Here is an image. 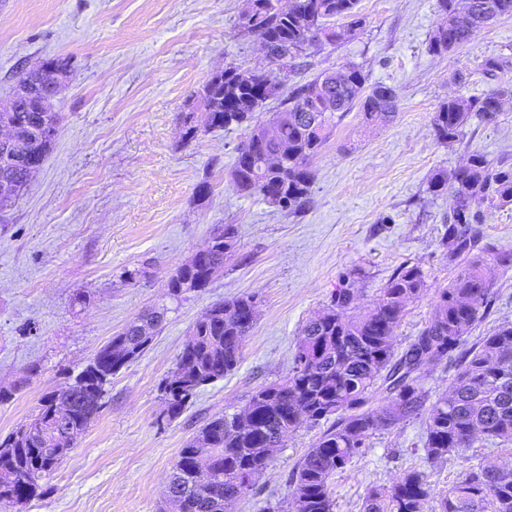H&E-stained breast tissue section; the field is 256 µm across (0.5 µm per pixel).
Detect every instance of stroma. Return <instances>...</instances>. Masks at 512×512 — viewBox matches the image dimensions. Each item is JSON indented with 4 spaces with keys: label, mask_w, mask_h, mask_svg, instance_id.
Listing matches in <instances>:
<instances>
[{
    "label": "stroma",
    "mask_w": 512,
    "mask_h": 512,
    "mask_svg": "<svg viewBox=\"0 0 512 512\" xmlns=\"http://www.w3.org/2000/svg\"><path fill=\"white\" fill-rule=\"evenodd\" d=\"M245 0H0V105L19 76L67 56L55 105L60 131L41 168L0 211V440L35 413L42 395L73 383L129 323L167 306L150 345L112 377L102 408L38 497L8 512H171L166 478L180 448L213 416L239 412L260 386L287 376L302 326L352 285L375 302L393 272L420 267L429 285L394 338L403 349L430 318L438 289L460 268L441 244L448 196L427 194L431 173L471 151L512 158V97L495 121L472 117L458 142H436L431 118L448 97L512 88V71L486 78L489 55L512 57V15L491 20L445 56L428 50L437 0H360L353 41L312 56L311 74L354 62L398 94L396 120L337 119L311 164L313 206L300 214L236 192L231 170L245 129L199 132L187 117L226 65L265 66L238 18ZM209 193L199 196L201 181ZM484 239L512 253V206L483 204ZM238 229V249L198 292L173 300L170 275L214 225ZM495 304L471 340L512 321V270L493 269ZM258 299L238 367L203 387L176 420L160 391L193 323L214 303ZM319 427L291 432L235 512H265L290 497L289 475ZM420 418L372 435L332 480L335 512H361L369 488L420 464Z\"/></svg>",
    "instance_id": "1"
}]
</instances>
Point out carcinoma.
Here are the masks:
<instances>
[{
    "label": "carcinoma",
    "mask_w": 512,
    "mask_h": 512,
    "mask_svg": "<svg viewBox=\"0 0 512 512\" xmlns=\"http://www.w3.org/2000/svg\"><path fill=\"white\" fill-rule=\"evenodd\" d=\"M359 0H293L283 12L272 0H246L239 18L243 32L270 48L275 63L288 60V73L298 76L312 66L307 48L338 45L353 40L366 24ZM445 15L429 37V52L448 54L467 44L474 33L498 16L512 15V0H437ZM342 23H336V20ZM512 69L508 56L487 57L482 73L495 77ZM362 67L347 63L331 73L294 82L287 94L246 79L238 68L206 83L203 92L217 105L209 130L245 127L247 139L237 152L231 181L242 194H257L268 203L300 214L313 199L311 160L327 140L337 113L359 107L366 122L396 118L398 96L384 83L366 86ZM510 89H492L480 96L450 97L431 121L435 139L445 145L459 140L463 127L476 114L487 121L501 112ZM279 101L271 124L288 142V161L267 164L262 149L271 153L279 144L256 146L253 138L264 126L258 118L266 101ZM0 118L9 122L14 140L0 149V209L10 200L13 184L43 164L58 136L60 117L53 109L42 112L22 101L16 111ZM427 190L437 196L452 191L448 224L442 244L448 259L463 265L461 272L437 292L428 322L401 353L393 338L408 307L427 291L423 271L406 265L390 278L371 307L353 306L350 288H340L331 308L309 320L301 330L288 378L260 387L248 400L250 423L241 427L237 415L210 419L199 436L180 449L167 477L168 499L175 512H234L236 503L251 490L253 478L270 463L274 441L283 429L326 422L315 441L296 463L290 478L291 512H335L331 479L354 458L362 456L370 435L389 430L404 418H424L425 462L432 466L456 454L464 462L458 478L439 492L424 469H408L390 485L367 492L364 512H426L437 500L435 512H512V467L496 466L466 454L482 437L512 444V323L499 324L471 346L467 339L494 304L487 274L490 247L483 243L480 206L497 202L512 205V164L493 162L473 151L451 169L432 173ZM211 248L179 267L169 278V295L200 291L224 269V260L238 247L232 224L216 225ZM256 306L254 297L213 304L198 319L178 355L190 360L188 371H174L161 387L169 419L179 418L198 391L231 373L242 359L246 337L254 321L245 319ZM167 308L158 307L102 347L83 373L87 381L44 394L37 413L28 422L36 426L53 411L65 424L86 429L101 408L112 375L136 360L152 342L165 320ZM433 364L451 362L456 372L448 390L430 400L421 384L423 357ZM43 438L28 436L24 428L0 441V508L36 496L39 481L66 455L55 454ZM212 462L206 481L190 484L198 454Z\"/></svg>",
    "instance_id": "cac0c4a2"
}]
</instances>
